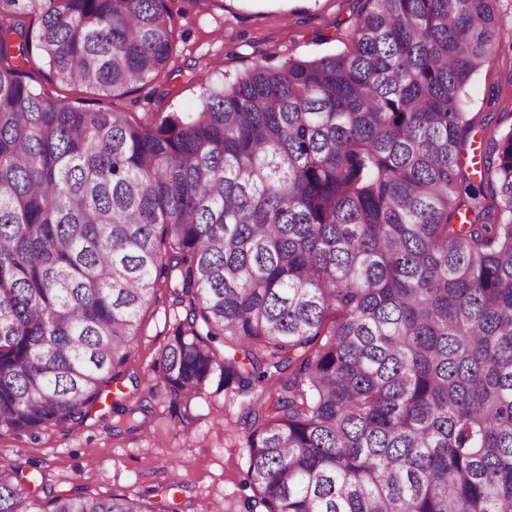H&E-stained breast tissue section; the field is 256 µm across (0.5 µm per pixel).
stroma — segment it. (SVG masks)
<instances>
[{
    "label": "stroma",
    "mask_w": 512,
    "mask_h": 512,
    "mask_svg": "<svg viewBox=\"0 0 512 512\" xmlns=\"http://www.w3.org/2000/svg\"><path fill=\"white\" fill-rule=\"evenodd\" d=\"M365 0H170L178 27L173 57L163 76L117 97L81 85H60L47 69L26 80L62 103L89 110H119L150 119L193 111L205 88L224 83L254 61L279 65L344 51ZM507 24L500 46L473 78L467 110L477 124L512 127V0H501ZM173 314L167 290H159L144 314L141 334L122 368L120 409L94 406L77 424L30 437L0 432V454L25 472L45 476L39 496L78 489L89 494L137 496L148 488L184 484L180 512H261L246 483L248 457L240 424L243 395L218 391L189 426L168 413V400L151 366L166 343ZM136 409L137 427L114 432L122 409Z\"/></svg>",
    "instance_id": "1"
}]
</instances>
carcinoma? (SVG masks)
<instances>
[{"mask_svg": "<svg viewBox=\"0 0 512 512\" xmlns=\"http://www.w3.org/2000/svg\"><path fill=\"white\" fill-rule=\"evenodd\" d=\"M500 2L366 0L347 50L141 121L25 68L130 93L173 56L167 0H0V431L83 421L165 288L169 412L251 396L264 512H512V126L465 112ZM22 471L0 512H178V484L40 499Z\"/></svg>", "mask_w": 512, "mask_h": 512, "instance_id": "obj_1", "label": "carcinoma"}]
</instances>
